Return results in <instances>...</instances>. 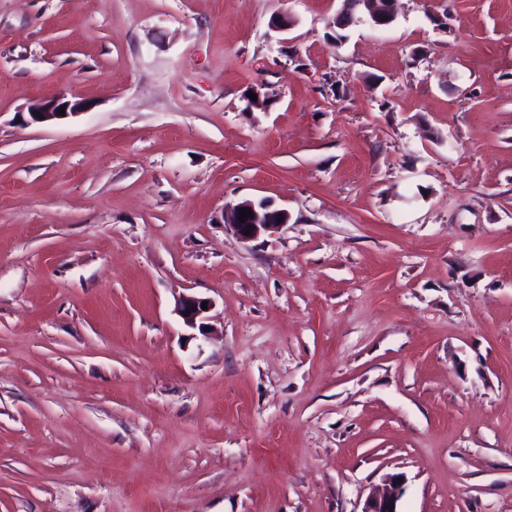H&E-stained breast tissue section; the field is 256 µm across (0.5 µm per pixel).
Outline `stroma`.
Wrapping results in <instances>:
<instances>
[{
	"label": "stroma",
	"instance_id": "1",
	"mask_svg": "<svg viewBox=\"0 0 512 512\" xmlns=\"http://www.w3.org/2000/svg\"><path fill=\"white\" fill-rule=\"evenodd\" d=\"M341 7L0 0V512H512V0ZM397 0H343L344 8L337 14L335 21L341 13L349 14L350 20L342 27L336 25V29L345 30L356 21L364 18L374 26H386L395 18V2ZM65 107V116H60L58 110ZM86 107L83 100H63V98L41 99L29 106L28 112L31 120L36 123H45L55 120L65 119L69 116H76ZM35 113L41 114V117L35 116ZM248 208L250 213L245 218V222H240L242 215L239 209ZM279 216L283 217L279 222ZM288 212L284 209H273L270 205L256 203L245 200L238 203L224 213V222L231 226L238 237L244 242H252L259 238L263 233L278 229L288 223ZM250 229V234L246 235L245 230ZM207 301V310L202 309V303ZM212 307V302L209 298L197 295H183L179 298L176 311L181 317L184 325L190 329L198 328L201 335L206 336L205 325L203 320L206 319V314ZM399 476L389 478V489L373 490L365 499L361 512H399L397 510L399 501Z\"/></svg>",
	"mask_w": 512,
	"mask_h": 512
}]
</instances>
